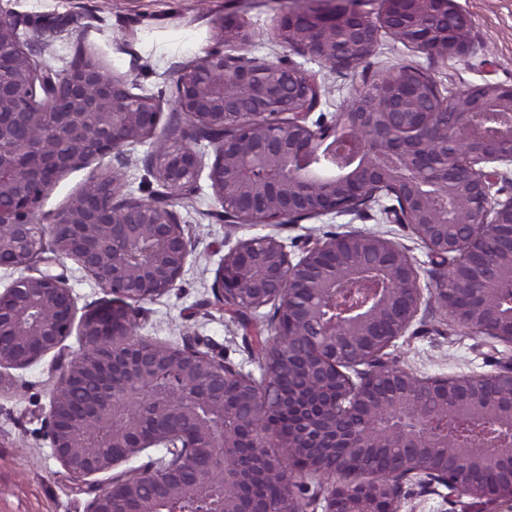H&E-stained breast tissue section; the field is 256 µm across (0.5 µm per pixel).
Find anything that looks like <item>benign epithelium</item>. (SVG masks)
Listing matches in <instances>:
<instances>
[{
	"label": "benign epithelium",
	"instance_id": "benign-epithelium-1",
	"mask_svg": "<svg viewBox=\"0 0 512 512\" xmlns=\"http://www.w3.org/2000/svg\"><path fill=\"white\" fill-rule=\"evenodd\" d=\"M302 0L272 30L281 46L355 68L381 35L439 57L466 56L470 16L455 0ZM252 41L222 17L216 44L175 81L185 126L156 136L160 100L81 53L55 72L37 59L13 12L0 7V267L30 268L50 252L74 261L112 295L77 315L72 289L48 270L0 290V393L9 370L26 369L80 336L77 355L50 396L46 435L60 465L93 478L87 512H167L191 500L200 512H401V484L443 499H512V363L491 374L417 377L385 359L423 303L420 268L393 240L350 232L316 240L294 258L274 234L240 241L224 255L214 295L249 322L270 304L275 339L257 338L264 381L224 357L132 333L139 305L176 286L192 254L175 203L195 194L213 147L209 187L224 219L284 224L357 210L393 196L407 225L444 267L429 289L454 320L512 345V201H493L512 168V86L485 81L448 97L408 68L356 94L330 123L312 122L322 85L315 74L234 55ZM294 83L285 87V77ZM359 132L366 153L340 168L316 156L336 135ZM149 143L161 192L125 196L121 169L103 160ZM89 169L54 215L34 216L58 180ZM339 316L327 311L347 285ZM292 381L283 387V379ZM148 386L145 408L132 398ZM290 418L288 433L263 426ZM233 422L235 429L217 427ZM447 422L493 429L450 450ZM149 448L170 458L131 472Z\"/></svg>",
	"mask_w": 512,
	"mask_h": 512
}]
</instances>
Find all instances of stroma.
<instances>
[{
  "instance_id": "stroma-1",
  "label": "stroma",
  "mask_w": 512,
  "mask_h": 512,
  "mask_svg": "<svg viewBox=\"0 0 512 512\" xmlns=\"http://www.w3.org/2000/svg\"><path fill=\"white\" fill-rule=\"evenodd\" d=\"M289 0H9L20 21L19 32L52 69L68 68L78 51L96 54L107 69L125 76L137 92L162 100L160 130L183 125L173 110L174 83L193 60L204 55L214 24L237 15L254 32L244 54L270 62H292L315 73L324 87L321 113L339 112L354 95L387 70L400 66L427 71L441 91L458 92L491 81L512 85V0H457L469 13L472 52L462 59L442 60L381 36L373 53L357 68L343 69L278 45L271 29ZM148 146L133 143L106 165H122L125 192L145 198L155 191L147 176ZM393 198L384 197L357 211L293 218L285 224H238L225 221L207 177L199 189L177 202L175 209L193 252L175 288L142 304L140 335L172 344L191 341L200 349L221 353L225 362L261 377L253 357L255 338L270 335L274 309L260 310L251 323L225 314L213 294L220 259L240 240L275 234L289 251L330 234L350 231L381 234L394 240L418 262L422 284H434L440 269L411 230L389 220ZM49 271L64 276L78 310L96 306L107 294L72 260L56 258ZM80 349L69 336L62 354H48L34 365L13 371V386L0 394V512H85L90 499L84 482L71 477L52 454L45 433L50 392L60 373V359ZM397 367L419 377L463 376L498 371L512 361V347L477 335L460 325L437 303L423 304L412 326L387 350ZM402 512H512V500L490 505L469 499H443L423 486L403 485Z\"/></svg>"
}]
</instances>
